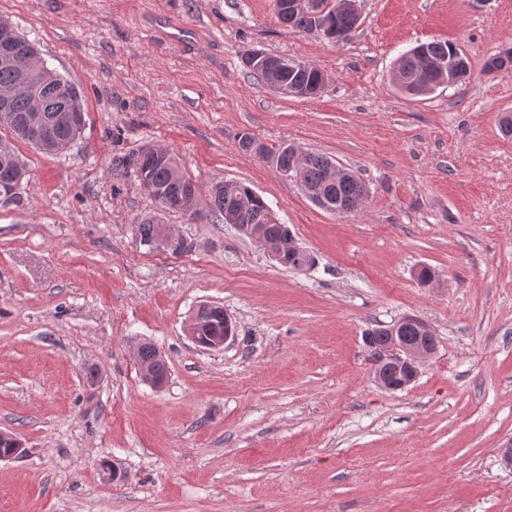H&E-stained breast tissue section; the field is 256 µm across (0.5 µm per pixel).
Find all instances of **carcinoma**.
Segmentation results:
<instances>
[{"instance_id": "cac0c4a2", "label": "carcinoma", "mask_w": 512, "mask_h": 512, "mask_svg": "<svg viewBox=\"0 0 512 512\" xmlns=\"http://www.w3.org/2000/svg\"><path fill=\"white\" fill-rule=\"evenodd\" d=\"M319 5L322 6L319 11L305 8L291 13H277L275 17L296 32H317L330 42L346 40L359 24L356 0H319ZM453 46L454 43L449 41L421 43L402 55L397 61V68L408 78L412 79L425 70L429 71V78L414 86H404L400 91L406 95L420 96L438 88L436 81L444 79L452 64ZM12 51L15 54L13 63L0 61V94L9 93L5 99L0 97V108H5L11 117L6 128L14 138L46 154H57L59 148L72 144L78 138L81 129L73 128L57 118V113L47 112L45 116L53 119L51 131L41 139V143L35 142L31 126L35 93L31 89L17 92L15 85L22 76V66L31 60V55L37 53V49L24 34L16 30ZM243 64L254 78L263 83L297 85L306 99L316 97L324 87V73L316 66L296 71H267L252 63L248 56L244 57ZM253 154L268 160L277 171L295 178L301 188L310 187L319 191L325 200L320 208L326 211L337 214L351 212L361 205L367 194L366 184L352 171H345V177L341 179H330L328 167L333 161L326 156L308 152L297 155L288 144L268 149L261 143L257 144ZM114 164L122 168L125 174L134 176L162 209L191 217L196 215V206L188 203L186 197V187L193 184V180L180 171L174 155L157 157L152 152V146L146 145L135 153L115 158ZM28 175L29 170L15 152L0 146V193L23 184ZM209 196L214 212L224 223L256 224L266 235L281 234L280 224L266 202L244 183L217 181L211 186ZM160 230L161 225L154 216L144 217L137 225V234L147 246ZM138 354L150 364L155 378H168V364L153 343H141Z\"/></svg>"}]
</instances>
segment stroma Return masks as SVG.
I'll list each match as a JSON object with an SVG mask.
<instances>
[{"mask_svg":"<svg viewBox=\"0 0 512 512\" xmlns=\"http://www.w3.org/2000/svg\"><path fill=\"white\" fill-rule=\"evenodd\" d=\"M359 4L331 43L280 24L272 0H0L85 105L61 154L0 128L30 171L23 207L0 206V432L25 448L0 462V512H512V73L485 68L512 48V0ZM436 40L469 76L404 96L399 57ZM252 50L318 67L324 88L257 82ZM245 133L354 171L363 204L317 207L239 149ZM145 144L198 185L196 218L113 169ZM220 179L251 187L316 266L283 267L216 218ZM148 215L189 250L143 245ZM203 303L237 325L222 350L186 335ZM407 315L438 348L388 392L362 336ZM144 341L168 363L162 389L134 364Z\"/></svg>","mask_w":512,"mask_h":512,"instance_id":"stroma-1","label":"stroma"}]
</instances>
